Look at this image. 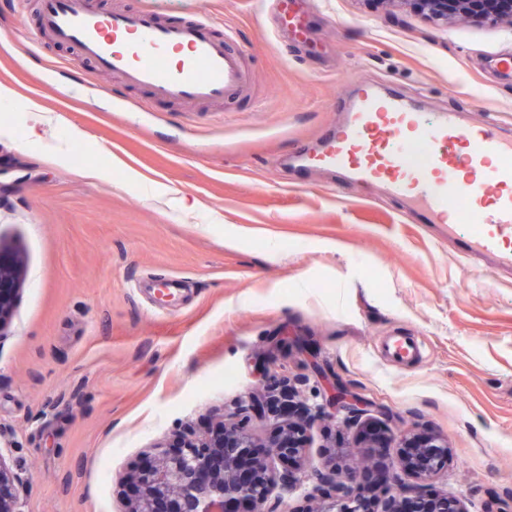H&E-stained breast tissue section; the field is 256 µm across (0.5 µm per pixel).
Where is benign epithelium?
I'll use <instances>...</instances> for the list:
<instances>
[{
	"mask_svg": "<svg viewBox=\"0 0 512 512\" xmlns=\"http://www.w3.org/2000/svg\"><path fill=\"white\" fill-rule=\"evenodd\" d=\"M390 11H409L434 23L474 21L486 25H512V0H376ZM24 279V261L11 254L0 240V337L5 335L14 305V295ZM328 405H336L353 413L359 412L360 400L343 389L330 385ZM249 407L262 420L272 419L271 433L265 443H257L252 435L223 424L212 433L202 434L186 429L181 446L153 447L152 461L128 476L138 492L121 512H232L231 505L244 501L248 512H275L271 490L279 482L291 481L288 472L277 474L270 457L277 456L295 464L303 454L304 427L308 413L300 410L296 396L281 398L255 393ZM358 447L374 448L377 429L363 425L356 434ZM270 449L256 453L255 449ZM246 456L253 459L252 469L239 466ZM448 465V440L439 435H426L418 441L415 456L402 455L394 466L410 472L419 480L438 475ZM350 474L331 468L323 475L327 494L344 491ZM20 478L9 458L0 450V512H24L20 497ZM380 512H464L459 504L446 496H427L416 485H401L397 495L382 506Z\"/></svg>",
	"mask_w": 512,
	"mask_h": 512,
	"instance_id": "obj_1",
	"label": "benign epithelium"
}]
</instances>
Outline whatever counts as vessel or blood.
I'll use <instances>...</instances> for the list:
<instances>
[{"instance_id": "1", "label": "vessel or blood", "mask_w": 512, "mask_h": 512, "mask_svg": "<svg viewBox=\"0 0 512 512\" xmlns=\"http://www.w3.org/2000/svg\"><path fill=\"white\" fill-rule=\"evenodd\" d=\"M37 9L42 32L157 99L220 103L247 85L233 32L216 38L207 16L170 22L143 6L106 11L98 0H37ZM301 162L404 200L416 223L446 227L475 271L486 259L512 269V137L492 125L362 85L344 124Z\"/></svg>"}]
</instances>
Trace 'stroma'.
Instances as JSON below:
<instances>
[{
	"label": "stroma",
	"mask_w": 512,
	"mask_h": 512,
	"mask_svg": "<svg viewBox=\"0 0 512 512\" xmlns=\"http://www.w3.org/2000/svg\"><path fill=\"white\" fill-rule=\"evenodd\" d=\"M100 5L206 12L235 31L248 85L187 105L97 75L49 37L32 60L33 4L0 0V84L15 92L0 103V240L26 263L0 339V441L25 512H120L133 495L123 476L154 444L221 414L265 439L248 396L288 388L317 415L308 466L273 493L281 512H322L309 493L331 461L353 489L371 477L374 498L393 496L381 474L397 438L429 433L447 437L448 467L425 490L466 512H512V271L480 281L460 244L412 223L404 202L338 173L299 182L291 164L342 124L354 82L512 135V74L495 65L512 59V27L296 0L306 33L281 46L271 0ZM72 126L87 139L73 143ZM172 278L178 296L158 304L154 283ZM388 336L415 337L422 358L384 361ZM328 377L360 397L378 447L352 448L355 422L321 413Z\"/></svg>",
	"instance_id": "stroma-1"
}]
</instances>
